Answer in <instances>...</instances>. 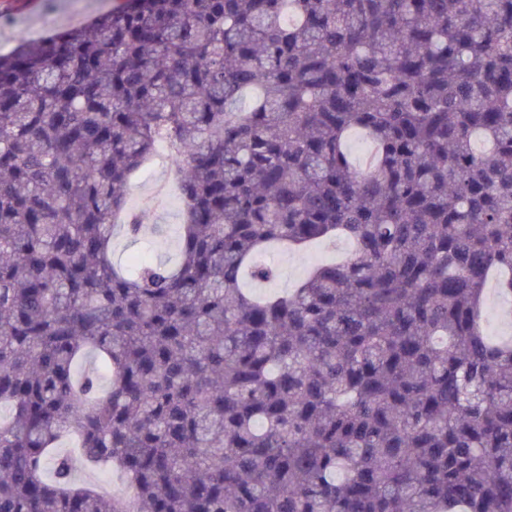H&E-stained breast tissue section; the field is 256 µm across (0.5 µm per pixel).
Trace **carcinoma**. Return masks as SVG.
Returning a JSON list of instances; mask_svg holds the SVG:
<instances>
[{"label": "carcinoma", "mask_w": 512, "mask_h": 512, "mask_svg": "<svg viewBox=\"0 0 512 512\" xmlns=\"http://www.w3.org/2000/svg\"><path fill=\"white\" fill-rule=\"evenodd\" d=\"M161 141L177 257L121 268ZM495 271L512 296V0H122L0 55V512H512ZM348 241L338 237L333 242L321 241L312 244L304 251H288L277 246L268 256V261L278 272L277 278L266 285L253 286L257 293H280L286 289L295 288L303 280L311 265L317 261L341 259L348 254ZM496 279L490 282L488 287V301L485 310V328L491 336L507 338L512 336V324L510 330L505 327L497 317V311L501 305L502 299L498 294L495 285ZM61 451L71 453L74 458L75 470L74 478L80 484H97L100 488L110 494H116L124 497L132 496L133 490L119 475L113 473L110 476H103L100 473L87 470L73 448L72 441L67 440L61 446Z\"/></svg>", "instance_id": "cac0c4a2"}]
</instances>
